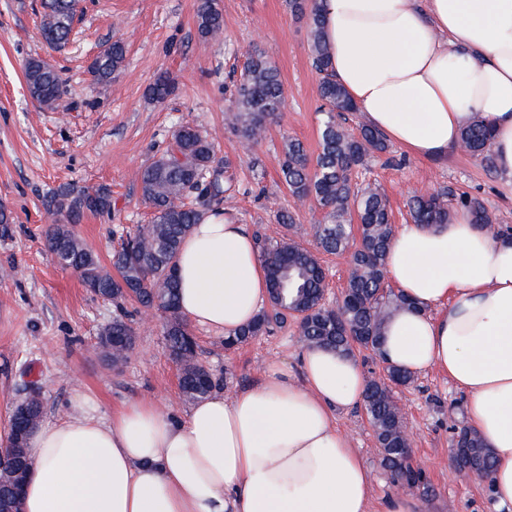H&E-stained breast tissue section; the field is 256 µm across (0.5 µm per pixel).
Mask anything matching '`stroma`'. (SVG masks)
<instances>
[{
	"mask_svg": "<svg viewBox=\"0 0 512 512\" xmlns=\"http://www.w3.org/2000/svg\"><path fill=\"white\" fill-rule=\"evenodd\" d=\"M197 5L198 0H83L69 44L54 50L41 37V0H0V206L13 217L8 228H0L1 438L13 404L33 387L49 415L71 413L78 393L96 399L105 414L144 400L176 416L190 407L160 314H135V349L121 369L98 355L99 330L116 309L84 288L77 274L60 269L43 244L53 222L44 202L60 185L110 189L111 214L86 215L76 227L102 263H109L123 237L152 217L141 202L138 171L167 149L177 126L189 123L214 143L226 166L227 215L272 242L313 241L322 214L314 202L289 195L279 166L287 139L299 140L309 156L320 151L321 77L312 65L308 26L291 14L287 0H220L224 35L205 40L197 33ZM117 39L126 47L121 69L111 83L91 84L89 64ZM251 52L279 69L285 95L283 111L256 145L233 131L228 110L232 83ZM32 57L58 71L65 91L61 109L41 108L28 96L23 65ZM160 70L172 74L177 89L156 103L146 89ZM355 180L380 189L398 228L411 221L406 202L414 191L446 188L479 198L494 218L492 231L512 227V176L487 172L455 148L446 158L428 161L393 144L369 158ZM283 208L295 212L293 226L278 222ZM192 333L200 361L224 393L255 384L273 361L299 370L304 346L295 324L273 327L230 349L204 328ZM393 394L414 433L413 464L428 482L427 489L408 491L418 512H494L484 485L452 466L453 429L465 420L464 395L434 369L416 374ZM336 420L368 466L373 504L381 506L395 488L380 463L363 405L337 410Z\"/></svg>",
	"mask_w": 512,
	"mask_h": 512,
	"instance_id": "35a3bbf8",
	"label": "stroma"
}]
</instances>
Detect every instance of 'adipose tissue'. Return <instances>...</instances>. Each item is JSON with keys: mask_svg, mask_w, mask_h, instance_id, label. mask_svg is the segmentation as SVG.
<instances>
[{"mask_svg": "<svg viewBox=\"0 0 512 512\" xmlns=\"http://www.w3.org/2000/svg\"><path fill=\"white\" fill-rule=\"evenodd\" d=\"M331 70L365 121L411 155L442 159L461 130L488 124L512 176V0H318ZM408 300L383 328L379 356L411 373L435 368L465 396L467 422L494 458L490 495L512 512V236L474 224L404 225L387 257ZM188 324L224 338L267 298L245 225L206 215L177 259ZM253 386L212 392L185 417L143 401L99 414L79 395L42 420L21 512H369L368 469L337 428L363 398L358 360L301 354Z\"/></svg>", "mask_w": 512, "mask_h": 512, "instance_id": "ef3b65f1", "label": "adipose tissue"}]
</instances>
